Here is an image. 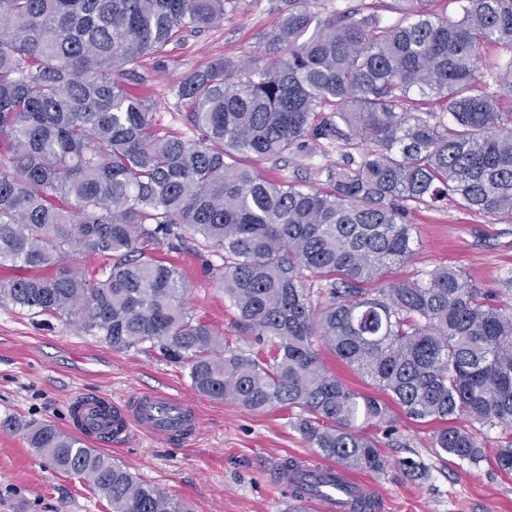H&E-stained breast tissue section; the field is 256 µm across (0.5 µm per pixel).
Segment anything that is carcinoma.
<instances>
[{
  "mask_svg": "<svg viewBox=\"0 0 512 512\" xmlns=\"http://www.w3.org/2000/svg\"><path fill=\"white\" fill-rule=\"evenodd\" d=\"M399 2L402 17L386 23L359 5L324 16L316 0H288L266 37L273 64L243 74L220 59L179 81L201 132L190 141L156 133L152 101L127 85L143 58L221 24L232 0H0V265L28 271L0 283V305L77 322L114 349L148 343L188 365L203 396L299 408L318 456L381 471L362 429L391 423V408L329 375L321 344L408 418L448 423L434 447L461 461L483 449L453 421L502 427L495 459L512 471V300L448 266L368 287L414 254V206L452 198L512 219V111L483 85L482 55L498 49L492 79L512 90V0H462L455 19L432 0ZM324 140L343 156L324 191L240 163L310 160ZM185 231L222 260L224 295L275 340L270 354L227 349L187 312L182 274L150 252ZM76 252L106 263L88 278L66 266L31 274ZM23 430L112 512H189L50 423Z\"/></svg>",
  "mask_w": 512,
  "mask_h": 512,
  "instance_id": "carcinoma-1",
  "label": "carcinoma"
}]
</instances>
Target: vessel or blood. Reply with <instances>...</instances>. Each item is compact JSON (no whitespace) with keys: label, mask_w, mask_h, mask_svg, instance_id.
<instances>
[{"label":"vessel or blood","mask_w":512,"mask_h":512,"mask_svg":"<svg viewBox=\"0 0 512 512\" xmlns=\"http://www.w3.org/2000/svg\"><path fill=\"white\" fill-rule=\"evenodd\" d=\"M69 418L74 432L103 447L122 444L135 431L185 441L195 437L200 427V415L191 403L158 391H144L122 403L80 393L69 403ZM318 471L326 476V483L318 493L301 499L313 512H350L355 499L378 496L375 485L358 480L341 465L325 463Z\"/></svg>","instance_id":"obj_1"}]
</instances>
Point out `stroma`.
<instances>
[{
    "instance_id": "obj_1",
    "label": "stroma",
    "mask_w": 512,
    "mask_h": 512,
    "mask_svg": "<svg viewBox=\"0 0 512 512\" xmlns=\"http://www.w3.org/2000/svg\"><path fill=\"white\" fill-rule=\"evenodd\" d=\"M288 0H235L219 26L185 33L159 57L145 58L131 92L155 102L159 132L184 139L199 133L187 120L189 105L175 87L191 72L224 58L235 64L266 66L273 56L263 38L281 22ZM332 151L313 159H249L248 165L271 181L295 180L313 188L326 185L325 167L339 163ZM414 254L386 271L389 285L416 279L438 266L462 270L478 287L503 288L512 278V222L473 214L455 203L438 202L413 210ZM158 258L183 274L185 305L193 318L223 332L230 348L253 355L269 353L272 342L244 328L239 313L212 272L220 260L194 241L179 249L158 246ZM145 389L192 398L202 417L200 434L189 441L132 436L109 447L108 456L133 475L186 504L190 512H294L271 480L270 470L285 458L312 460L314 448L297 428L298 408L264 412L196 394L186 365L165 361L148 345L116 350L87 335L76 324L52 315H33L0 305V420L19 426L0 428V512H112L89 483L47 466L23 437L22 427L48 422L70 432L68 403L80 392L122 400ZM438 422L420 423L394 410L388 427H367L387 464L381 472L362 471L380 496L375 512H512V474L499 471L492 455L503 430L474 426L485 459L476 464L436 453ZM414 459L421 477L406 475L402 459Z\"/></svg>"
}]
</instances>
